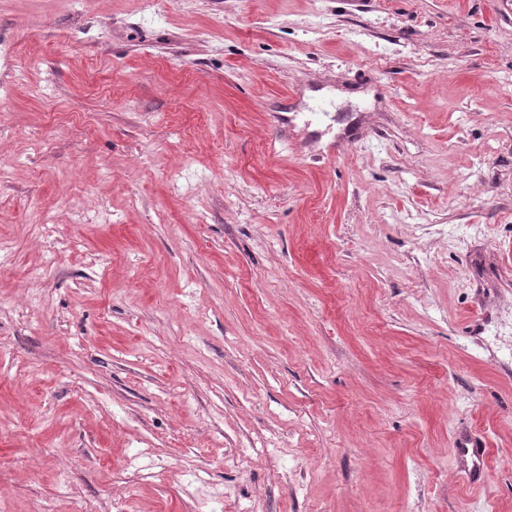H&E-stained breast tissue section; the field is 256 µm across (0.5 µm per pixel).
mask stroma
<instances>
[{
	"label": "stroma",
	"mask_w": 512,
	"mask_h": 512,
	"mask_svg": "<svg viewBox=\"0 0 512 512\" xmlns=\"http://www.w3.org/2000/svg\"><path fill=\"white\" fill-rule=\"evenodd\" d=\"M220 504L512 512V0H0V512ZM469 444L470 446L460 443L455 448V452L461 469L467 475L468 482L471 485H478L485 480L489 448L482 443L471 442Z\"/></svg>",
	"instance_id": "1"
}]
</instances>
